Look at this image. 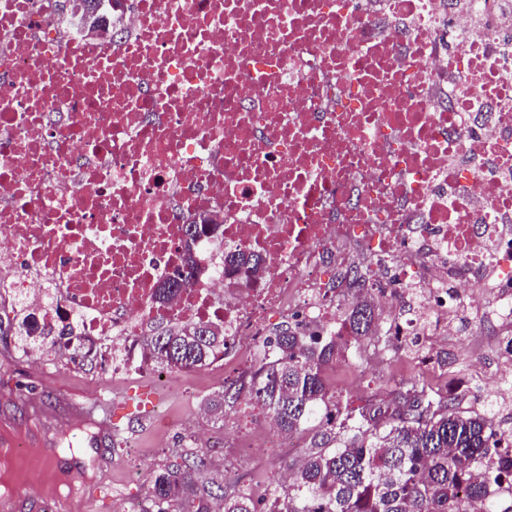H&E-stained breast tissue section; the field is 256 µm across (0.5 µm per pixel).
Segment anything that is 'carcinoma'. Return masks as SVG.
Here are the masks:
<instances>
[{
    "label": "carcinoma",
    "mask_w": 512,
    "mask_h": 512,
    "mask_svg": "<svg viewBox=\"0 0 512 512\" xmlns=\"http://www.w3.org/2000/svg\"><path fill=\"white\" fill-rule=\"evenodd\" d=\"M193 268L176 269L164 283L189 284ZM375 309L368 298L354 303L344 318L347 335L336 336L294 313L262 342L260 364L246 386L229 387L206 400L208 411L224 421V409L245 393L271 413L288 434L312 424L330 427L326 442L316 443L294 467L291 485L270 486V496L224 491L210 479L197 487L205 459L188 446L149 478L144 512H183L180 504L200 494L195 512H512V464L499 460L493 428V400L483 412L459 409V396L429 392L412 381L391 390L386 403L357 409L341 405L323 372L345 353L362 350L374 335ZM65 327H38L34 317L0 318V336L14 338L22 353L51 342L54 356L75 362L65 345ZM155 366L181 371L202 368L224 356V327L205 322L174 323L142 339Z\"/></svg>",
    "instance_id": "carcinoma-1"
}]
</instances>
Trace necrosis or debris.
<instances>
[{"instance_id":"1","label":"necrosis or debris","mask_w":512,"mask_h":512,"mask_svg":"<svg viewBox=\"0 0 512 512\" xmlns=\"http://www.w3.org/2000/svg\"><path fill=\"white\" fill-rule=\"evenodd\" d=\"M491 160L512 168L498 0H112L98 40L59 0H0V299L71 325L72 356L102 347L116 381L149 370L150 325L213 321L238 385L267 318L332 330L357 290L412 306L387 332L421 366L460 296H485L511 336L512 236L495 228L512 178ZM203 212L224 222L160 298ZM300 442L263 429L237 466Z\"/></svg>"}]
</instances>
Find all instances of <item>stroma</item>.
Here are the masks:
<instances>
[{
	"label": "stroma",
	"instance_id": "35a3bbf8",
	"mask_svg": "<svg viewBox=\"0 0 512 512\" xmlns=\"http://www.w3.org/2000/svg\"><path fill=\"white\" fill-rule=\"evenodd\" d=\"M499 342L496 328L485 322L482 312L470 310L468 321L444 347L449 389L467 382L477 364L489 383L499 382L502 374L511 372ZM38 356V361H31L16 353L13 341L0 339V422L30 423L36 443L56 469L88 472L101 468L103 479L87 483L88 488H102L107 493L106 498L96 500V512H121L126 500L142 502L147 498V482L131 480L125 468L112 464L113 456L131 441L139 444L140 465L148 473L169 462L180 441L191 442L205 458L209 475L222 479L229 492L248 483L262 486L271 473L286 467L285 461L264 457L255 460L244 474L234 476L226 469L224 458L239 442L231 421L241 414H261L262 409L243 395L226 410L224 428H215L212 418H201L199 410L206 397L224 387V376L218 371L208 367L186 371L184 377L196 391L189 400L178 387L162 389L152 372L116 383L101 362L76 367L55 358L45 347L39 348ZM324 377L331 392L354 408L365 405L369 397L386 396L385 391L374 388L372 377L355 361L329 366ZM161 389L166 392L161 408L177 422L168 430L157 426L154 411L125 405L128 397ZM109 401L114 404L110 411L105 408Z\"/></svg>",
	"mask_w": 512,
	"mask_h": 512
}]
</instances>
